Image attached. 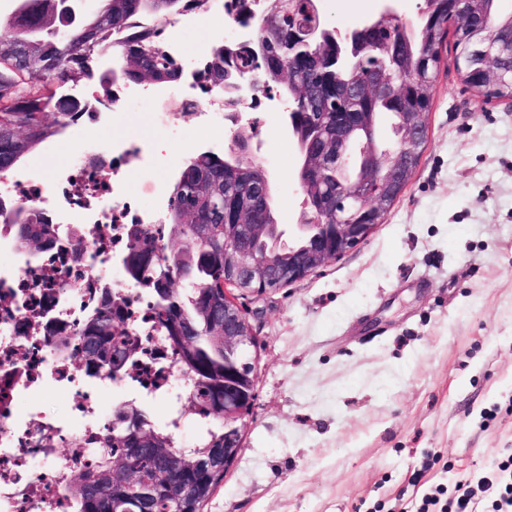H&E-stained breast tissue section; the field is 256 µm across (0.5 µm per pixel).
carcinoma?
Returning <instances> with one entry per match:
<instances>
[{"label": "carcinoma", "instance_id": "1", "mask_svg": "<svg viewBox=\"0 0 512 512\" xmlns=\"http://www.w3.org/2000/svg\"><path fill=\"white\" fill-rule=\"evenodd\" d=\"M0 34V175L14 171L45 141L62 133L87 113V104L66 94L69 85L96 81L102 97L112 86L176 85L181 65L166 52L162 22L183 10L199 9L208 0H103L92 17L66 29L67 0H15ZM501 0H423L421 16L408 32L398 16L381 18L362 38L350 65L336 64V38L320 45L319 65L309 62L314 44L306 38L311 25H326L319 0H265L255 14L251 0H234L232 17L268 25L261 33L263 51L237 44L213 49L202 74L207 89L224 94V107L242 111L257 106V96L272 91L297 101L294 137L311 155L315 168L299 170L306 182L302 217L328 208L336 196V170L325 164L321 147L333 142L336 113L368 114V130L350 143L356 160L371 155V166L401 152L388 188L354 212L359 224L383 223L397 193L409 182L423 143L404 146L397 127L400 114L428 112L440 65L438 47L454 38V65L465 86L483 100L512 99V12ZM501 42L490 44L489 30ZM120 61L117 72L105 68L106 57ZM256 74L255 96L241 101L228 75ZM186 180L173 188L167 239H155L142 224L127 228L126 274L152 296L160 342L188 381L186 399L205 426L197 442L185 447L177 422L157 425L135 401L115 407L112 429L98 441L92 463L66 484L71 512H200L224 479V383L237 382V370L250 371L243 357L224 358V279L233 266L224 259V225L269 224V237L240 229L245 246L288 273V252L274 250L284 232L276 221L274 196L264 199L268 183L262 165L245 159L228 167L217 153L198 151L184 162ZM16 249L40 258L57 244L53 220L38 208H18L3 224ZM181 281L187 287L178 289ZM101 300L88 308L71 331L50 328L45 342L56 354L90 376L115 379L142 356L130 339L133 329L126 295L100 283Z\"/></svg>", "mask_w": 512, "mask_h": 512}]
</instances>
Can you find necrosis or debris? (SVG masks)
Instances as JSON below:
<instances>
[{
    "label": "necrosis or debris",
    "mask_w": 512,
    "mask_h": 512,
    "mask_svg": "<svg viewBox=\"0 0 512 512\" xmlns=\"http://www.w3.org/2000/svg\"><path fill=\"white\" fill-rule=\"evenodd\" d=\"M90 122L76 130L68 165L0 176V200L35 203L54 217L58 237L57 247L36 261L0 249V512H70L63 481L91 461L97 437L112 424L113 401L130 389L158 394L179 380L172 358L157 356L151 296L117 263L128 246L126 225L143 224L155 232L162 225L156 185L137 196L127 186L128 173L151 165L149 144L133 136L103 137L98 116ZM91 149L111 153V168L99 174L86 166L83 156ZM76 224L95 233L80 267L70 258ZM78 276L84 288L62 293V283ZM106 279L126 292L143 345L138 364L117 380L84 377L55 358L41 339L49 320L75 328L94 304L97 284ZM49 388L76 396L79 417L63 420L47 409L42 396ZM77 436L86 446L76 457L70 442Z\"/></svg>",
    "instance_id": "1"
}]
</instances>
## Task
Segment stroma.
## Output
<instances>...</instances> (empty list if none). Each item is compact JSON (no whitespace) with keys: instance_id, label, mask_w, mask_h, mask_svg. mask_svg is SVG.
<instances>
[{"instance_id":"stroma-1","label":"stroma","mask_w":512,"mask_h":512,"mask_svg":"<svg viewBox=\"0 0 512 512\" xmlns=\"http://www.w3.org/2000/svg\"><path fill=\"white\" fill-rule=\"evenodd\" d=\"M421 0H320L340 33ZM426 116V148L405 193L366 242L317 273L239 296L256 329V399L242 451L202 512H407L428 455L433 484L493 470L512 451V103L467 91L445 43ZM182 85L135 103L112 135L153 140L169 168L137 171L168 200L175 171L202 148L223 153L222 125L186 119L182 140L155 113L176 111ZM253 150L297 223L299 148L286 115L257 109Z\"/></svg>"}]
</instances>
